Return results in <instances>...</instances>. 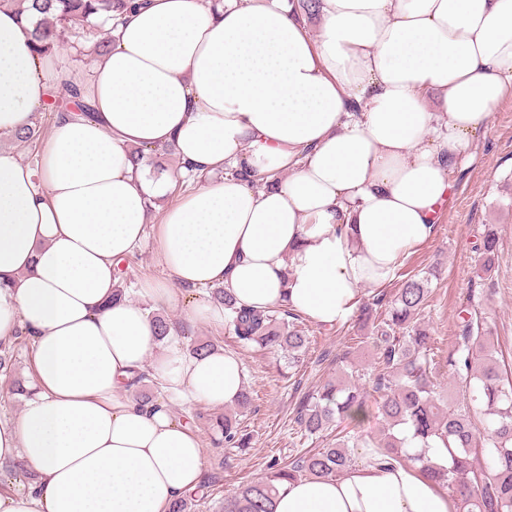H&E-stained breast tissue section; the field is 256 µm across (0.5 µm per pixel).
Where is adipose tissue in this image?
Masks as SVG:
<instances>
[{
	"mask_svg": "<svg viewBox=\"0 0 512 512\" xmlns=\"http://www.w3.org/2000/svg\"><path fill=\"white\" fill-rule=\"evenodd\" d=\"M297 4L145 0L84 77L0 7V137L67 83L96 110L56 113L37 165L0 151V346L26 337L36 376L0 419V466L37 475L0 512H169L203 483L171 403L231 404L246 372L183 350L177 325L158 340L153 313L217 286L333 326L435 237L451 170L512 96V0H319L314 31ZM135 147L173 148L201 186L169 203L174 175L134 166ZM150 234L167 278L113 299ZM146 369L166 403L130 400ZM361 454L343 477L282 482L274 512H457L415 468Z\"/></svg>",
	"mask_w": 512,
	"mask_h": 512,
	"instance_id": "1",
	"label": "adipose tissue"
}]
</instances>
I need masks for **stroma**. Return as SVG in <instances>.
<instances>
[{"mask_svg":"<svg viewBox=\"0 0 512 512\" xmlns=\"http://www.w3.org/2000/svg\"><path fill=\"white\" fill-rule=\"evenodd\" d=\"M476 158L454 169L451 197L443 208L437 236L411 254L384 289L392 299L401 280L431 275V294L422 320L433 338L437 378L448 379V352L457 341L463 312H476L486 321L494 343V357L505 376L512 377V96L493 110L489 127L474 144ZM495 225L498 246L491 274L478 270L479 247L486 225ZM380 311L369 318L351 317L327 328L304 321L308 348L297 366L280 354L237 343L228 325L185 323L183 346L209 342L234 352L244 364L246 387L253 401L238 420L250 438V447L239 453L219 442L210 419L223 414L220 406L197 404L187 410L204 448L207 498L199 512H215L225 496L239 485L266 474L271 461L288 464L313 448L334 441L335 431L315 437L302 435L297 411L302 400L323 383L351 369L373 367L378 351L371 338ZM11 378H0V418L15 417L23 396L11 393L12 380L24 386L35 383L30 349L25 339L12 346Z\"/></svg>","mask_w":512,"mask_h":512,"instance_id":"stroma-1","label":"stroma"}]
</instances>
